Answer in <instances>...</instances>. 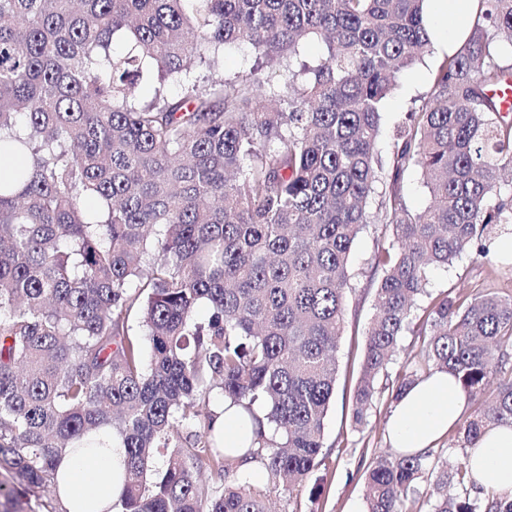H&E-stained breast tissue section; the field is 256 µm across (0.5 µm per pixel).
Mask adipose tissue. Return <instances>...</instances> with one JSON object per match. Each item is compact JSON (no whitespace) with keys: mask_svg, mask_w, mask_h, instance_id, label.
I'll return each instance as SVG.
<instances>
[{"mask_svg":"<svg viewBox=\"0 0 512 512\" xmlns=\"http://www.w3.org/2000/svg\"><path fill=\"white\" fill-rule=\"evenodd\" d=\"M475 0H427L434 38L448 46L466 38ZM468 406L455 377L437 372L404 391L388 419L395 450L421 454L454 428ZM476 486L512 499V426L488 427L468 450ZM125 451L118 447L97 455L64 458L57 469L58 499L67 512H112L123 488Z\"/></svg>","mask_w":512,"mask_h":512,"instance_id":"adipose-tissue-1","label":"adipose tissue"}]
</instances>
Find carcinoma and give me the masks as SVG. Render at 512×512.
I'll list each match as a JSON object with an SVG mask.
<instances>
[{
	"instance_id": "carcinoma-1",
	"label": "carcinoma",
	"mask_w": 512,
	"mask_h": 512,
	"mask_svg": "<svg viewBox=\"0 0 512 512\" xmlns=\"http://www.w3.org/2000/svg\"><path fill=\"white\" fill-rule=\"evenodd\" d=\"M477 2L385 164L383 104L432 45L425 0H0V469L24 490L0 484V512H35L63 456L112 442L126 449L117 512H269L231 485L248 463L306 482L376 195L392 238L372 258L355 423L445 371L475 404L448 432L461 449L512 425V295L426 289L464 254L489 259L494 227L512 224V117L490 95L512 77L495 41L512 47V0ZM310 37L321 61L274 104L255 68L194 76L242 44L288 67ZM413 168L422 210L404 193ZM404 336L416 361L393 375ZM218 400L258 426L241 456L214 431ZM424 475L429 512H512L472 495L467 453L450 470L431 450L373 457L367 512H417ZM404 192L407 202L415 209L424 208L429 203V194L418 169H411L404 176Z\"/></svg>"
}]
</instances>
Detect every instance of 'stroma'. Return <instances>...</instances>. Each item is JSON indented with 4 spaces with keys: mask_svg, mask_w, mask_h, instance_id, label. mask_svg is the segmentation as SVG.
Masks as SVG:
<instances>
[{
    "mask_svg": "<svg viewBox=\"0 0 512 512\" xmlns=\"http://www.w3.org/2000/svg\"><path fill=\"white\" fill-rule=\"evenodd\" d=\"M443 56L432 50L410 69L401 73L397 86L385 101L383 120L377 141L381 156H388L397 127L407 112L418 109L428 99L434 71ZM390 231L381 224L368 225L358 238L351 257L352 279L346 293L347 314L337 359L339 371L336 397L325 419L324 460L314 477L323 486L319 497H312L309 487L279 486L269 490L267 481H255L248 471H240L237 482L271 493L275 512H360L364 508V467L362 458L386 451L390 446L387 420L392 406L380 403L372 410L369 424H352L353 387L359 376L363 357L365 330L373 312L378 274L370 264L377 241H388ZM430 291H473L489 289L512 293V253L499 254L497 260L467 254L453 266L435 273Z\"/></svg>",
    "mask_w": 512,
    "mask_h": 512,
    "instance_id": "stroma-1",
    "label": "stroma"
}]
</instances>
